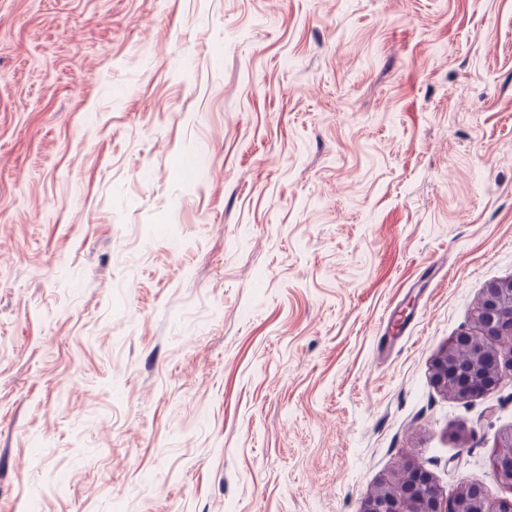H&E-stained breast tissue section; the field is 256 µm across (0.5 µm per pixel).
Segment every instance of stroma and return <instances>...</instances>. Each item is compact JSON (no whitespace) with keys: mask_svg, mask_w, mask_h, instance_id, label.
<instances>
[{"mask_svg":"<svg viewBox=\"0 0 512 512\" xmlns=\"http://www.w3.org/2000/svg\"><path fill=\"white\" fill-rule=\"evenodd\" d=\"M509 278L512 0H0V512L496 503ZM474 320V333L454 337L432 362L435 387L448 394V385H452L459 398L483 394L505 378L512 382V279L484 288ZM504 339L507 345L496 347ZM487 349L491 364L476 359ZM406 472L407 481L398 493L391 492L392 484L382 485L363 502L359 512H512V498H503L495 508H490L482 487L475 481L466 482L470 498L455 507L443 499L421 467H410Z\"/></svg>","mask_w":512,"mask_h":512,"instance_id":"1","label":"stroma"}]
</instances>
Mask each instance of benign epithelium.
<instances>
[{"instance_id":"benign-epithelium-1","label":"benign epithelium","mask_w":512,"mask_h":512,"mask_svg":"<svg viewBox=\"0 0 512 512\" xmlns=\"http://www.w3.org/2000/svg\"><path fill=\"white\" fill-rule=\"evenodd\" d=\"M475 331L454 337L432 362V381L446 393L468 398L483 394L504 379L512 381V279L484 288L474 313ZM491 465L512 490V431L500 437ZM407 481L398 493L391 485L380 486L359 512H512V498L491 508L482 487L467 481L470 498L456 507L443 499L439 488L419 466L406 469Z\"/></svg>"}]
</instances>
